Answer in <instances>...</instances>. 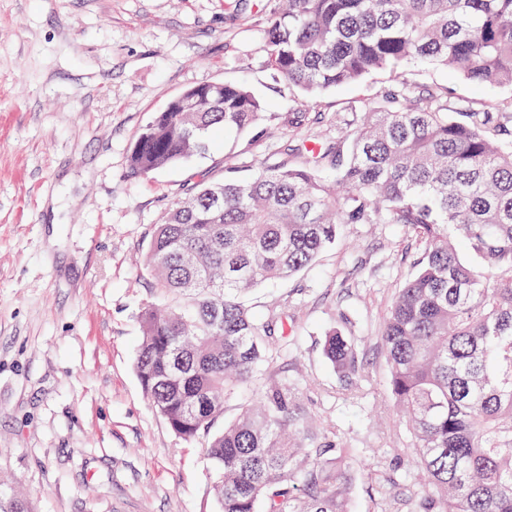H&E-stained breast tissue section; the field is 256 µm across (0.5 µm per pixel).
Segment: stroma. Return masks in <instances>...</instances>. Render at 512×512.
<instances>
[{
	"instance_id": "1",
	"label": "stroma",
	"mask_w": 512,
	"mask_h": 512,
	"mask_svg": "<svg viewBox=\"0 0 512 512\" xmlns=\"http://www.w3.org/2000/svg\"><path fill=\"white\" fill-rule=\"evenodd\" d=\"M279 0H0V492L32 512H219L203 440L155 411L134 371L140 310L161 290L152 227L200 174L285 158L299 137L335 144L394 84L376 73L303 92L270 70L260 33ZM417 93L452 107L512 105V89L420 67ZM249 87L266 111L304 112L301 135L214 134L205 154L138 175L131 149L155 112L210 82ZM421 246L400 224H349L285 282L252 295L287 317L261 383L296 386L309 435L354 450L352 512H416L423 490L397 416L380 328ZM357 346L344 385L321 339Z\"/></svg>"
}]
</instances>
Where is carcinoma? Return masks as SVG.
Here are the masks:
<instances>
[{"mask_svg": "<svg viewBox=\"0 0 512 512\" xmlns=\"http://www.w3.org/2000/svg\"><path fill=\"white\" fill-rule=\"evenodd\" d=\"M275 74L308 98L377 73L444 67L512 87V0H285L263 30ZM244 85L192 88L153 115L130 153L148 174L206 149L215 129L296 131ZM201 177L153 225L147 267L164 300L138 316L135 371L170 428L207 438L220 512H350L354 461L311 438L297 389L273 384L224 428V402L261 376L288 322L246 296L312 264L346 224H403L422 245L381 341L389 388L426 478L422 512H512V105L448 111L403 78L334 147ZM467 244L477 264L463 261ZM347 382L354 345L324 336Z\"/></svg>", "mask_w": 512, "mask_h": 512, "instance_id": "obj_1", "label": "carcinoma"}]
</instances>
